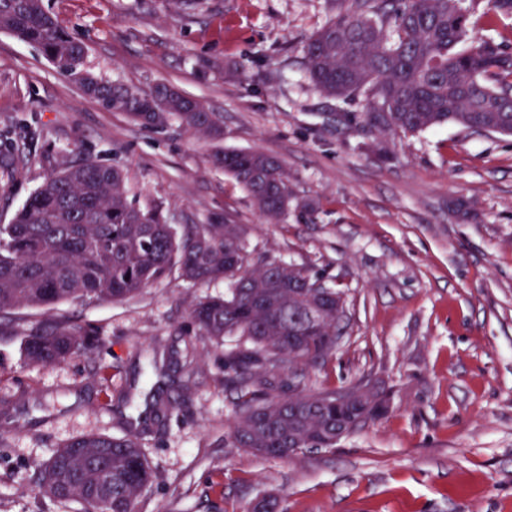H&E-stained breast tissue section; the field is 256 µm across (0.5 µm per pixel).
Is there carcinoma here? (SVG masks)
I'll return each mask as SVG.
<instances>
[{
  "label": "carcinoma",
  "instance_id": "obj_1",
  "mask_svg": "<svg viewBox=\"0 0 512 512\" xmlns=\"http://www.w3.org/2000/svg\"><path fill=\"white\" fill-rule=\"evenodd\" d=\"M336 15L304 47L316 88L347 100L372 95L369 111L339 114L370 131L415 135L455 123L512 135V38L476 34L512 17V0H334ZM0 32L38 46L58 71L76 79L86 46L70 37L43 0H0ZM79 85L108 111L146 127L171 120L205 139L223 138L222 119L198 100L161 85L141 92L87 76ZM214 166L234 177L273 223L292 195L281 163L258 151L216 149ZM222 280L227 291L192 311L202 336L233 342L225 358L232 402L230 448L282 459L303 450L336 447V424H367L390 410L374 393L338 405L296 388L273 393L275 370L315 365L336 351L345 293L281 259L251 263L238 224L168 223L158 207L128 200L125 174L94 159L50 175L0 224V313L63 301H122L169 276ZM96 332L68 322L38 326L24 348L28 360L58 363L88 349ZM153 472L136 438L89 434L56 449L38 480L58 501L78 500L84 512H136Z\"/></svg>",
  "mask_w": 512,
  "mask_h": 512
}]
</instances>
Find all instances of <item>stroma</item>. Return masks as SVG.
I'll return each instance as SVG.
<instances>
[{
  "label": "stroma",
  "instance_id": "obj_1",
  "mask_svg": "<svg viewBox=\"0 0 512 512\" xmlns=\"http://www.w3.org/2000/svg\"><path fill=\"white\" fill-rule=\"evenodd\" d=\"M44 3L95 76L174 87L221 115L224 137L105 110L0 32V149L24 157L0 170V224L61 166L120 167L128 199L169 223L242 225L253 256L341 288L340 344L303 382L376 381L393 397L336 447L269 459L225 447V349L191 320L223 283L174 273L129 300L19 307L0 328V512H80L43 493L39 470L73 437L129 433L154 472L138 512H250L270 493L281 512H512V136L338 127L337 113L365 112L368 98L326 97L306 72L330 0ZM218 146L282 162L292 202L278 223L211 164ZM54 320L96 330L94 348L33 365L24 337ZM157 392L176 409L154 413Z\"/></svg>",
  "mask_w": 512,
  "mask_h": 512
}]
</instances>
